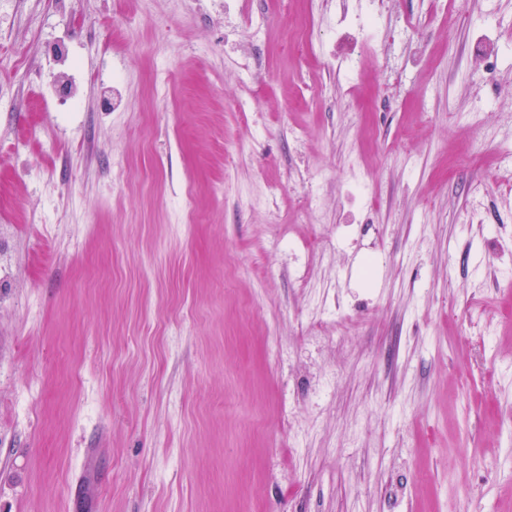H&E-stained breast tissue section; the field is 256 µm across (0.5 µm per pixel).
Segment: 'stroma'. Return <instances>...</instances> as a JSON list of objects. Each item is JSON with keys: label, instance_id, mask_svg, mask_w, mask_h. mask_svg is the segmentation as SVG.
<instances>
[{"label": "stroma", "instance_id": "1", "mask_svg": "<svg viewBox=\"0 0 512 512\" xmlns=\"http://www.w3.org/2000/svg\"><path fill=\"white\" fill-rule=\"evenodd\" d=\"M250 2L0 12V512H512V0ZM383 0H366V7L363 11L349 15L348 10L340 15L341 22L348 23L351 27L360 31V34L367 33L375 35L380 24L383 10Z\"/></svg>", "mask_w": 512, "mask_h": 512}]
</instances>
